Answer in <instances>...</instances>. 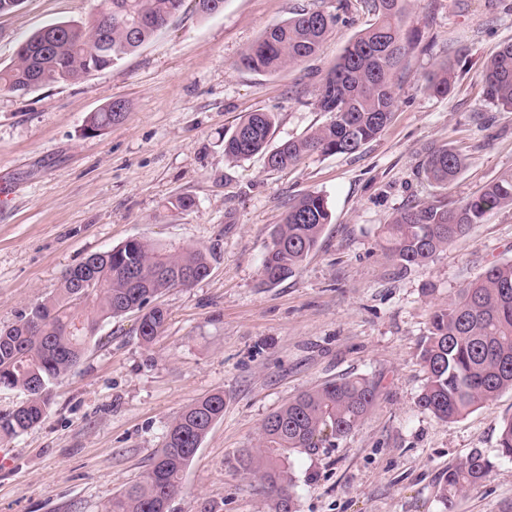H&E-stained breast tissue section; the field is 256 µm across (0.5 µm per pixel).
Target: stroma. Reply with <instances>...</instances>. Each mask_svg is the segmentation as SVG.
I'll use <instances>...</instances> for the list:
<instances>
[{"mask_svg":"<svg viewBox=\"0 0 512 512\" xmlns=\"http://www.w3.org/2000/svg\"><path fill=\"white\" fill-rule=\"evenodd\" d=\"M102 0H21L0 13V67L56 22L88 23ZM336 14L319 52L276 74L238 67L266 30L303 9ZM413 47L396 78L389 123L355 154H315L268 169L224 156V135L248 112L274 113L271 147L324 124L318 90L347 43L375 20L372 0H224L202 14L184 0L165 27L123 60L71 83L0 91V327L44 301L88 255L145 236L201 246L207 277L159 299L168 318L152 344L138 315L100 322L85 352L51 388L45 418L0 438V512H103L161 448L187 404L224 396V415L187 467L170 512H267L238 467L264 419L301 391L348 376L378 389L362 425L317 453H292L296 512H512V460L498 428L512 391L450 423L418 405L419 342L433 311L492 264L512 260V207L487 214L422 266L400 269L381 229L407 205L439 196L420 163L431 146L464 153L449 187L462 201L512 173V112L489 103L483 68L512 41V0H410ZM452 92L423 79L442 62ZM123 100L122 121L97 136L86 117ZM319 192L332 213L295 276L272 287L261 262L289 202ZM194 199L193 210L174 206ZM483 484L445 510L437 489L473 451Z\"/></svg>","mask_w":512,"mask_h":512,"instance_id":"obj_1","label":"stroma"}]
</instances>
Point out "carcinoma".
Instances as JSON below:
<instances>
[{
	"label": "carcinoma",
	"mask_w": 512,
	"mask_h": 512,
	"mask_svg": "<svg viewBox=\"0 0 512 512\" xmlns=\"http://www.w3.org/2000/svg\"><path fill=\"white\" fill-rule=\"evenodd\" d=\"M183 0H112L109 47L99 46V31L67 22L51 24L26 39L0 68V88L30 91L74 82L121 61L162 29ZM407 0H375L377 22L353 37L318 90L316 107L329 120L307 136L267 150L275 115L250 112L224 137L225 158L238 162L263 155L271 169L298 163L312 154H354L386 126L395 107L394 77L407 50L402 26ZM337 17L307 11L274 25L241 56L240 65L276 74L315 55ZM447 63L430 73L424 89L447 96L454 85ZM484 94L494 106L512 110V41L504 43L483 69ZM128 106L114 101L90 113L86 123L106 130ZM465 168V157L443 145L426 150L422 169L446 189ZM512 207V174L491 181L461 202L446 196L407 206L383 227V248L401 267L427 263L464 236L495 209ZM332 213L324 195L313 192L289 203L277 225L261 267L263 282L276 285L296 274L316 249ZM212 254L202 247L168 251L134 237L93 254L95 288L81 300L75 277L62 275L56 295L0 328V388L19 390L26 400L0 416V434L14 436L43 418L51 386L80 360L99 322L142 312L139 335L146 344L162 332L164 310L153 304L163 292L208 276ZM419 357L426 381L421 408L452 422L512 389V260L492 265L479 279L459 289L455 301L436 309ZM377 387L366 377L325 383L298 395L262 423L258 444L240 455V468L257 480L268 512H295L289 462L294 451L314 454L353 433L376 406ZM224 415V395L214 393L185 406L168 425L163 448L129 488L112 497L105 512H169L181 490L186 468L215 421ZM498 451L512 460V416L499 427ZM489 465L479 451L448 469L439 498L451 510L456 496L477 488Z\"/></svg>",
	"instance_id": "carcinoma-1"
}]
</instances>
